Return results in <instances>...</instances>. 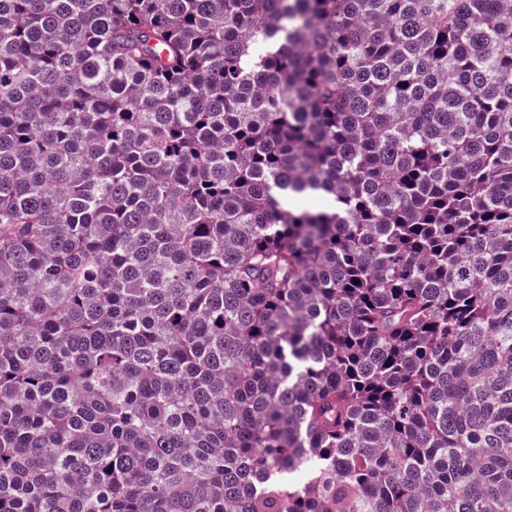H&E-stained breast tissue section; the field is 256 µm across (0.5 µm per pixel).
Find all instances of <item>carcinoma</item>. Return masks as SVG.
<instances>
[{"mask_svg": "<svg viewBox=\"0 0 512 512\" xmlns=\"http://www.w3.org/2000/svg\"><path fill=\"white\" fill-rule=\"evenodd\" d=\"M0 512H512V0H0Z\"/></svg>", "mask_w": 512, "mask_h": 512, "instance_id": "cac0c4a2", "label": "carcinoma"}]
</instances>
